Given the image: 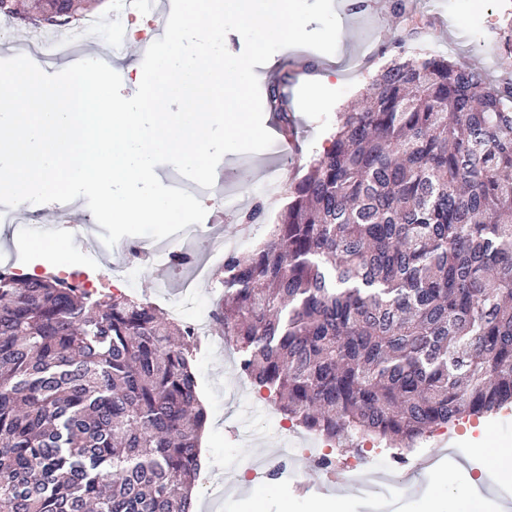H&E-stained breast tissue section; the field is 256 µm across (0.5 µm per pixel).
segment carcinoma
I'll list each match as a JSON object with an SVG mask.
<instances>
[{"label":"carcinoma","instance_id":"cac0c4a2","mask_svg":"<svg viewBox=\"0 0 512 512\" xmlns=\"http://www.w3.org/2000/svg\"><path fill=\"white\" fill-rule=\"evenodd\" d=\"M55 0L22 27L63 28ZM398 53L288 184L265 239L224 257L213 322L240 372L331 445L410 448L512 405V78ZM266 105L293 131L288 86ZM257 199L240 223H258ZM196 344L153 304L0 274V512H192L207 414Z\"/></svg>","mask_w":512,"mask_h":512}]
</instances>
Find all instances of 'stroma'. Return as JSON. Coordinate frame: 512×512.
<instances>
[{
    "mask_svg": "<svg viewBox=\"0 0 512 512\" xmlns=\"http://www.w3.org/2000/svg\"><path fill=\"white\" fill-rule=\"evenodd\" d=\"M512 0H429V13L434 18L428 43L432 48L450 51L453 59L476 65L490 75L512 71V54L495 41L475 38L473 27L480 20L501 21L505 5ZM340 23V36L335 54L291 47L277 51L257 69L260 86H267L273 74L294 68L289 86L297 119L301 152L295 158L277 159L269 151L228 154L221 173L216 174L212 192L203 196L208 218L218 219L215 236L228 240L239 238L237 208L230 205L233 197L250 195L260 188L265 205L264 224L256 230L264 237L267 224L273 223L283 205V188L292 178L301 176L304 167L322 154L336 114L341 109L360 103L369 79L389 61L394 52L391 41L400 22L392 13L391 0H369L367 8L350 14L345 0H334ZM314 61L316 69L330 71L328 81L311 86L302 64ZM27 224H55L65 217L86 223L93 215L85 198L62 207L55 203L26 204ZM92 263L91 274L100 293L147 298L161 311H168L180 294H188L192 311L213 310L221 295L216 280L199 281L188 291H181L180 276L169 273L167 287H159L157 271L143 265L139 277L131 281L109 278L108 267L117 263L118 254L96 253L92 248L66 240L62 250L31 245L29 250H13L0 234V262L13 264L17 275L57 274L67 276L81 259ZM231 349L204 344L193 357L200 399L207 410V433L203 448L207 458L195 486V512H252L251 500L263 501L264 512H311L313 502L336 495L344 496L347 512H420L430 486L426 474H416L410 486L393 494L380 491L366 496L347 494L350 481L349 463L357 457L354 448L333 452L331 471L317 466L300 467L297 476L277 480L256 479L247 471V459L266 457L271 448L288 443L278 432L281 413L265 411L262 398L251 382L238 370ZM455 439L464 456L455 469L460 480L471 483L473 499L494 503L497 512H512V485L475 481V474L487 471L488 460L480 456L479 443L492 440L498 446L512 448V408L480 420H462L456 426Z\"/></svg>",
    "mask_w": 512,
    "mask_h": 512,
    "instance_id": "obj_1",
    "label": "stroma"
}]
</instances>
